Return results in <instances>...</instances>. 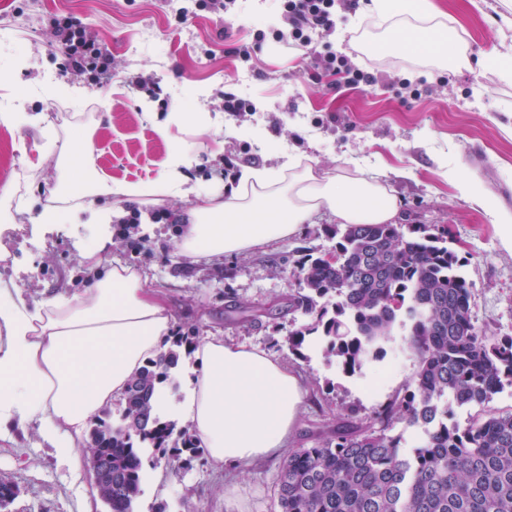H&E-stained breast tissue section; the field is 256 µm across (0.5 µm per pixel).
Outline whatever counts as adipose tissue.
I'll return each mask as SVG.
<instances>
[{"label": "adipose tissue", "mask_w": 512, "mask_h": 512, "mask_svg": "<svg viewBox=\"0 0 512 512\" xmlns=\"http://www.w3.org/2000/svg\"><path fill=\"white\" fill-rule=\"evenodd\" d=\"M371 13L381 23L413 16L415 25L396 30L390 44L447 64L452 31L432 0H373ZM93 156L90 141L63 145L60 187L79 188L93 201L143 196L139 187L90 177ZM323 209L341 224H390L400 204L360 165L324 176L289 157L275 167L243 169L237 187L197 194L176 253L194 262L245 254L296 236ZM124 215L120 208L98 212L94 239L81 251L88 280L81 291L31 304L0 284V439L37 423L57 460L74 470L84 463L78 448L88 422L166 351L176 323L163 291L148 287L143 271L119 261L100 265L112 249L108 221ZM192 352L200 368L185 420L212 464L236 475L283 453L301 410L300 375L260 348L214 334L200 337Z\"/></svg>", "instance_id": "ef3b65f1"}]
</instances>
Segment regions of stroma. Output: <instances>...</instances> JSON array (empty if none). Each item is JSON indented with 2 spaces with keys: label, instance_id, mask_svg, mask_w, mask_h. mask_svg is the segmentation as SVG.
Here are the masks:
<instances>
[{
  "label": "stroma",
  "instance_id": "stroma-1",
  "mask_svg": "<svg viewBox=\"0 0 512 512\" xmlns=\"http://www.w3.org/2000/svg\"><path fill=\"white\" fill-rule=\"evenodd\" d=\"M371 2L339 9L336 26L344 40L335 32L319 40L376 78L350 89L333 87L298 50L273 39L277 0H236L229 18L197 10L195 0H179L191 10L184 21L166 0H43L35 24L0 35V113L16 104L41 118L35 127L0 124V186L9 182L14 189L12 198L0 200V283L16 286L31 302L85 286L81 251L97 223L81 200L62 201L68 219L48 232L15 209L19 201L37 210L54 200L59 159L45 148L46 136L64 142L91 133L95 155L107 161L112 180L133 184L157 180L170 155L184 151L190 183L201 191L215 187L228 158L240 170L274 166L292 154L330 175L344 160L359 158L399 197L397 223L447 227L449 247L466 261L462 272L473 285L476 325L490 336H512V253L500 242L497 221L512 214V80L501 76L512 59L488 62L501 43H512V30L499 32V0H483L477 9L468 0H433L468 46L464 65L437 70L385 46L364 53L377 33ZM62 13L78 18L112 55L116 73L103 87L64 72L61 47L49 32L51 19ZM254 42L258 50L241 60L237 48ZM140 75L152 77L158 98L137 86ZM403 83L410 91L401 99ZM227 92L250 101L253 111L225 112ZM55 99L67 111L64 121L52 120L48 111ZM175 112L181 121L174 126ZM201 112L210 113L209 124L197 123ZM166 124L167 138L159 133ZM461 180L471 184V194L459 191ZM188 206L175 195L126 203V220L138 225L145 246L128 251L120 227H113L114 244L102 264L119 259L140 266L151 285L163 289L177 330L224 335L296 370L307 396L292 447L312 446L346 409L371 416L411 382L410 359L398 369L370 361L347 374L324 360L315 341L294 355L286 338L302 315L285 312L273 319L264 313L298 290L296 266L304 250H334L336 241L325 232L336 223L330 212H320L296 237L275 246L194 263L176 254ZM279 463L273 457L232 478L205 456L187 468L149 467L135 509L279 512ZM167 471L174 472L175 484L155 490L159 473ZM0 481L18 490L5 512H83L85 496L94 492L88 470L59 465L33 424L0 441Z\"/></svg>",
  "mask_w": 512,
  "mask_h": 512
}]
</instances>
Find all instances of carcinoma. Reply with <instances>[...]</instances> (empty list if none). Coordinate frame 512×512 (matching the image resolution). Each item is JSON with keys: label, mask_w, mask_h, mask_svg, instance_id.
Instances as JSON below:
<instances>
[{"label": "carcinoma", "mask_w": 512, "mask_h": 512, "mask_svg": "<svg viewBox=\"0 0 512 512\" xmlns=\"http://www.w3.org/2000/svg\"><path fill=\"white\" fill-rule=\"evenodd\" d=\"M336 261L304 254L302 288L288 310L311 318L288 333L300 349L316 336L327 361L354 373L382 360L398 326L415 374L401 395L376 412L380 428L355 420V410L311 447L291 448L278 466L280 512H512V411L487 405L512 385V337L483 333L472 316V283L448 248V230L434 224H344ZM336 295L330 304L325 298ZM196 332H179L168 351L129 383L121 423L98 418L88 451L112 472V486H94L109 512H133L144 467L177 459L184 465L203 449L187 425L152 416L159 385L171 380ZM475 410L468 425L448 424L454 409ZM403 421L417 430L408 450L390 435Z\"/></svg>", "instance_id": "obj_1"}]
</instances>
